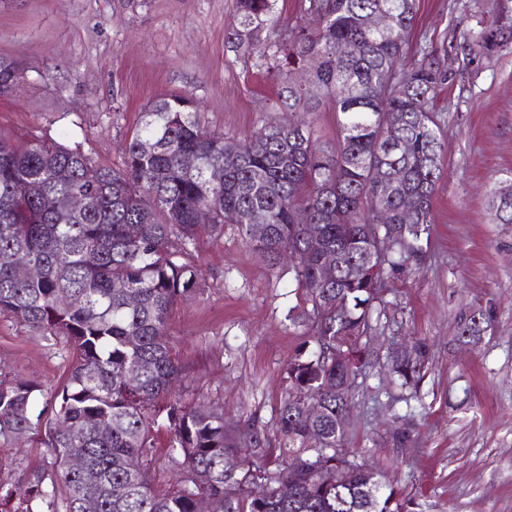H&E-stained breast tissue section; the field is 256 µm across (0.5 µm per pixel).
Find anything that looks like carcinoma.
<instances>
[{
    "instance_id": "obj_1",
    "label": "carcinoma",
    "mask_w": 512,
    "mask_h": 512,
    "mask_svg": "<svg viewBox=\"0 0 512 512\" xmlns=\"http://www.w3.org/2000/svg\"><path fill=\"white\" fill-rule=\"evenodd\" d=\"M278 0H234L228 40L256 57V66L280 80L277 111L288 123L230 139L202 123L187 93L162 96L140 113L116 170L95 162L80 146L38 135L0 134V315L63 345L71 367L46 408L35 411L41 385L0 381V439L43 430L52 470L27 481H0V512H197L212 500L216 512H407L396 482L346 448L354 390L337 387L354 365L366 372L371 356L363 337L376 332L389 279L414 274L429 245L432 205L446 145L434 108L448 71L424 57L406 67V38L366 26L390 11L409 34L416 0H308L305 12L320 27L279 24ZM267 33L265 41L259 35ZM512 47V18L496 22L469 47L479 56ZM297 66L310 82L290 77ZM394 71L391 84L383 73ZM21 77L0 58V96ZM336 114V133L321 142L317 115ZM193 155L194 168L183 165ZM93 166L95 181L85 179ZM66 169L60 180L56 172ZM224 170V182L210 180ZM81 194L85 208L74 210ZM493 220L512 224V182L490 191ZM241 232L271 270L289 267L305 290L307 307L288 311L304 340L284 369L286 390L275 414L278 455L256 429L231 426L204 402L185 405L175 392L184 368L169 340L176 309L196 297L201 271L189 260L201 228ZM264 224L260 242L253 226ZM399 240L386 260L372 252L377 232ZM336 274L320 276L324 257ZM17 259L41 266L20 279ZM68 293L60 308L56 296ZM327 306L330 314L318 317ZM488 323L474 310L458 335L475 338ZM424 345L391 356L389 370L402 387L423 378ZM311 400L321 413L311 422ZM105 423L110 433H99ZM170 435L165 467L175 474L160 495L149 470L154 431ZM260 454L253 462L244 449ZM85 459L81 473L63 460Z\"/></svg>"
}]
</instances>
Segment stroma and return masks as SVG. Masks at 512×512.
I'll use <instances>...</instances> for the list:
<instances>
[{
    "instance_id": "obj_1",
    "label": "stroma",
    "mask_w": 512,
    "mask_h": 512,
    "mask_svg": "<svg viewBox=\"0 0 512 512\" xmlns=\"http://www.w3.org/2000/svg\"><path fill=\"white\" fill-rule=\"evenodd\" d=\"M507 0H419L407 63L434 55L448 83L434 100L447 145L427 256L415 277L388 284L374 363L359 377L348 446L386 473L422 512H512V224L489 219L495 181L512 178V49L464 59L461 46L500 17ZM234 0H0V57L20 63L21 94L0 97V133L81 145L121 168L143 109L171 92L196 101L202 121L242 138L287 113L270 104L273 74L228 41ZM195 299L181 305L170 341L185 370V402L253 422L277 448L274 414L283 368L301 338L288 319L304 296L271 271L233 226L200 235ZM490 315L479 341H457L472 310ZM428 347L417 392L390 384L391 338ZM61 346L0 316V379L52 393L66 378ZM51 468L41 433L0 441V479Z\"/></svg>"
}]
</instances>
